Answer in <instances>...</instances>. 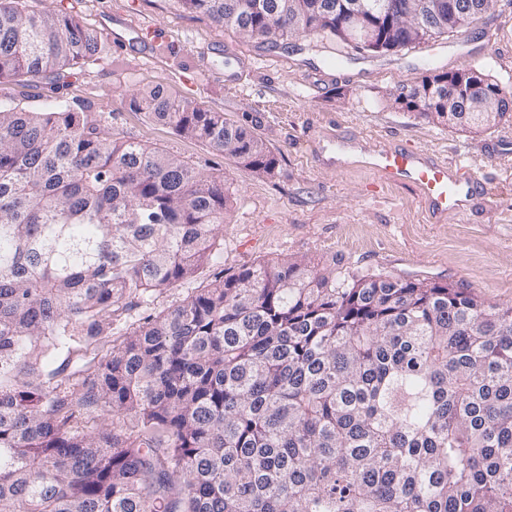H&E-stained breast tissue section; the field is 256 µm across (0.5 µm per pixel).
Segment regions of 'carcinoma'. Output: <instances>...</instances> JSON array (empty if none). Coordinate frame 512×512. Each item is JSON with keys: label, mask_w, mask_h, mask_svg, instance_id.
I'll list each match as a JSON object with an SVG mask.
<instances>
[{"label": "carcinoma", "mask_w": 512, "mask_h": 512, "mask_svg": "<svg viewBox=\"0 0 512 512\" xmlns=\"http://www.w3.org/2000/svg\"><path fill=\"white\" fill-rule=\"evenodd\" d=\"M275 46L390 52L444 33L350 0H181ZM282 23L270 25L273 13ZM64 8L0 0V79L98 54ZM395 104L450 127L448 73ZM137 109L259 173L264 140L158 85ZM57 98L0 102V512H512V305L306 259L224 274V178ZM186 288L177 303L157 299ZM394 10H390L389 6L382 0L360 1L356 3L353 10L349 13V21L352 26L363 32V42L374 41L377 32L369 24V19L372 17L386 18L391 24L398 29L405 30L410 26L402 23L397 17L393 16Z\"/></svg>", "instance_id": "carcinoma-1"}]
</instances>
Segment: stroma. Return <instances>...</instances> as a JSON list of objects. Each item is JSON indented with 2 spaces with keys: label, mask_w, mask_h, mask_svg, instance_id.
<instances>
[{
  "label": "stroma",
  "mask_w": 512,
  "mask_h": 512,
  "mask_svg": "<svg viewBox=\"0 0 512 512\" xmlns=\"http://www.w3.org/2000/svg\"><path fill=\"white\" fill-rule=\"evenodd\" d=\"M73 7L101 36V50L72 70L60 95L111 116L112 134L159 147L225 175L224 270L305 257L323 269L429 279L470 288L491 304H512V118L484 131L437 125L394 98L426 71L485 70L512 86V0H492L465 34L436 36L387 53H347L333 42L300 51L270 48L227 30L180 0H26L28 10ZM255 65L241 85L224 82L238 59ZM160 84L223 113L265 140L279 164L269 174L237 165L198 139L138 111L142 91ZM374 143L409 140L470 166L488 194L467 215L430 224L415 191L382 183L362 168L333 171L310 160L330 129Z\"/></svg>",
  "instance_id": "35a3bbf8"
}]
</instances>
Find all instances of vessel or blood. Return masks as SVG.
I'll use <instances>...</instances> for the list:
<instances>
[{
    "instance_id": "b4317fda",
    "label": "vessel or blood",
    "mask_w": 512,
    "mask_h": 512,
    "mask_svg": "<svg viewBox=\"0 0 512 512\" xmlns=\"http://www.w3.org/2000/svg\"><path fill=\"white\" fill-rule=\"evenodd\" d=\"M314 160L319 166L374 171L387 184L408 185L417 193L429 223L443 224L449 215L464 213L470 201L483 195L484 186L473 170L411 144L374 146L352 135L328 132Z\"/></svg>"
}]
</instances>
